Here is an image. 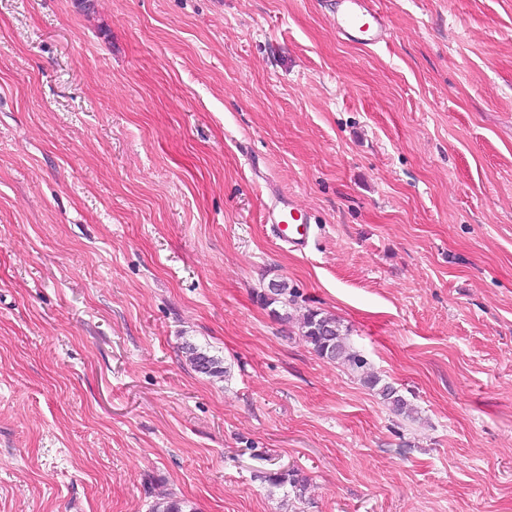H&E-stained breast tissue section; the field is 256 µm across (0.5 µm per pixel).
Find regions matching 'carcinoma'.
Instances as JSON below:
<instances>
[{
    "mask_svg": "<svg viewBox=\"0 0 512 512\" xmlns=\"http://www.w3.org/2000/svg\"><path fill=\"white\" fill-rule=\"evenodd\" d=\"M290 294L288 284L280 282L269 289V292L261 295V298L266 305L270 306L287 299ZM301 336L312 345L319 356L331 361H339L349 370L362 373L361 380L372 388H379L380 395L391 406L392 411L399 415L407 412V401L398 394L393 386L382 385L379 377L363 371L366 361L350 345L347 334L343 333L340 323L334 316L318 311H310L303 315ZM183 350L196 372L219 378L227 373L222 360L209 354L202 347L187 342L183 345ZM266 478L272 487L281 488L287 485L299 497L302 496L306 488L305 478L299 476L298 471L294 469L273 472L266 475Z\"/></svg>",
    "mask_w": 512,
    "mask_h": 512,
    "instance_id": "1",
    "label": "carcinoma"
}]
</instances>
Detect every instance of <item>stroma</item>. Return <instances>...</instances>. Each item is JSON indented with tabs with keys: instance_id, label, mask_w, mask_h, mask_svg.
Listing matches in <instances>:
<instances>
[{
	"instance_id": "1",
	"label": "stroma",
	"mask_w": 512,
	"mask_h": 512,
	"mask_svg": "<svg viewBox=\"0 0 512 512\" xmlns=\"http://www.w3.org/2000/svg\"><path fill=\"white\" fill-rule=\"evenodd\" d=\"M335 3L0 0V512H512V0ZM336 33L358 45H377L387 38L383 16L369 0H336ZM270 220L274 236L295 250L305 249L314 235L313 224L308 223L307 217L297 209L289 197L279 201ZM301 335L322 358L340 361L352 372H362L360 379L375 388L380 378L364 371L366 361L353 349L338 320L327 313L309 311L301 320ZM182 349L185 350L184 353L196 372L219 378H222L227 373L222 360L214 355H210L206 349L190 342H186ZM266 481L273 488H281L288 485L291 487L295 496L302 497L303 491L306 488V480L303 477H299V473L297 470H286V471H278L273 472L266 475Z\"/></svg>"
}]
</instances>
